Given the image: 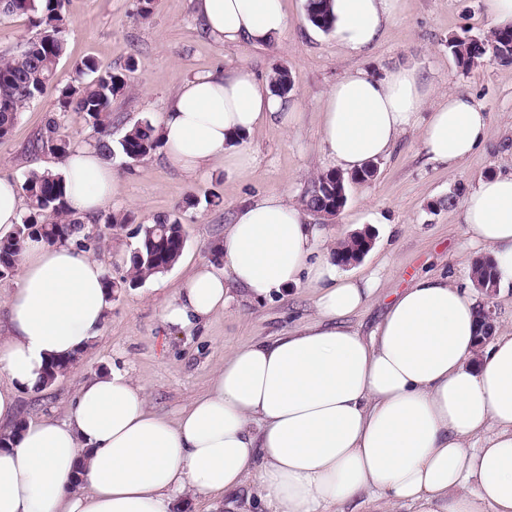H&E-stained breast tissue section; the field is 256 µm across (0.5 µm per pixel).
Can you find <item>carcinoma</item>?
<instances>
[{"label": "carcinoma", "instance_id": "1", "mask_svg": "<svg viewBox=\"0 0 512 512\" xmlns=\"http://www.w3.org/2000/svg\"><path fill=\"white\" fill-rule=\"evenodd\" d=\"M329 2L307 0L306 3L308 21L325 32L330 31L333 24ZM0 16H25L36 29L35 36L21 51L0 57L2 138L12 132L23 109L41 96L47 84L57 79L58 65L66 51V0H0ZM448 47L465 70L484 60L511 63L512 26L498 27L483 38H453ZM78 73V79L59 90L55 113L48 118L39 138L42 148L54 155L67 156L72 140L63 132L62 117L69 112L83 114L92 125L97 134L96 147L106 159L119 154L129 163H139L162 147L157 129L148 119L136 122L118 141H112V99L128 88L123 74L101 72L90 58L82 62ZM270 81L279 96H286L293 89L286 67L275 69ZM375 172L373 167L340 178L335 169L321 171L311 181L302 204L311 213L333 217L346 204L347 183H364ZM20 187L26 209L15 235L0 240V279L15 274L21 250L30 240H41L49 245L72 242L89 250L105 232L121 229L132 220L128 212H110L89 224L74 216L67 207L66 182L62 174L51 170L25 174ZM185 245L186 233L177 216L158 217L154 223L141 227L137 246L124 259L127 275L119 282L105 278L104 286L109 295L135 288L171 270ZM362 248V235L356 234L341 241L333 256L337 263L344 265L356 258ZM472 273L479 287H497L491 258L476 259ZM79 360L80 357L72 356L51 362L45 370L43 384L51 386Z\"/></svg>", "mask_w": 512, "mask_h": 512}]
</instances>
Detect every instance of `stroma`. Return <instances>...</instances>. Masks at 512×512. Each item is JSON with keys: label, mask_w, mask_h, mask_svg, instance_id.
Here are the masks:
<instances>
[{"label": "stroma", "mask_w": 512, "mask_h": 512, "mask_svg": "<svg viewBox=\"0 0 512 512\" xmlns=\"http://www.w3.org/2000/svg\"><path fill=\"white\" fill-rule=\"evenodd\" d=\"M305 5L306 0H282L290 19L287 32L252 47L215 41L197 16L193 0H156L145 19L139 15L140 0H68L66 53L58 79L21 113L11 134L0 138V175L19 180L32 170L61 169L62 159L33 151L32 143L52 115L61 85L73 79L77 66L88 58L101 69L124 74L128 82L127 91L112 100L116 138L141 119H156L186 79L241 62L261 76L287 67L293 80L290 98L299 119L289 129L266 124L253 133L255 163L247 177L218 161L191 179L161 151L130 166L110 159L114 186L108 209L132 213L135 221L93 250L107 275L115 280L125 276L122 259L136 244L137 225L157 217L180 216L185 249L167 273L117 294L102 335L78 366L43 392L22 394L20 418L65 419L79 384L114 366L147 384L154 411L176 418L208 390L214 369L230 348L273 338L311 316L313 298L300 288L264 302L232 290L223 313L189 333L164 325L160 312L162 302L195 265L215 262L224 226L231 223L240 203L278 190L300 204L312 177L330 169L321 146L319 104L350 71L363 68L380 75L399 66L413 67L432 87L433 98L468 96L488 117L484 144L453 167L427 157L420 129L406 130L393 152L378 160L371 181L349 185L347 203L336 218L311 216V223L320 225L330 239L363 229L373 236L369 253L348 271L362 275L382 267L383 292L352 316V325L370 334L395 294L414 278L447 274L461 279L476 258L485 256V249L467 243L462 208L480 178L512 170V64L485 61L462 69L448 41L479 38L492 30L487 0H402L401 13L362 55L348 52L330 34L312 26ZM191 194L199 203L188 208L184 200ZM212 195L219 196V206L207 204ZM451 195L455 204L441 206V199Z\"/></svg>", "instance_id": "1"}]
</instances>
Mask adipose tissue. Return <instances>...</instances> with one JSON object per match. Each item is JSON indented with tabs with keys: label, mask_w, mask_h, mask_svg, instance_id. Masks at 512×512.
<instances>
[{
	"label": "adipose tissue",
	"mask_w": 512,
	"mask_h": 512,
	"mask_svg": "<svg viewBox=\"0 0 512 512\" xmlns=\"http://www.w3.org/2000/svg\"><path fill=\"white\" fill-rule=\"evenodd\" d=\"M220 43L258 47L288 26L281 0H195ZM337 43L360 53L401 0H331ZM287 99L239 64L186 80L156 123L169 157L191 177L214 161L247 173L248 139L266 122L291 126ZM420 127L430 159L452 165L485 140L470 98L432 100L413 68L357 69L322 101L324 153L343 173L387 156ZM61 172L74 215L112 199L95 146L74 147ZM25 213L17 180L0 176V238ZM471 245L489 250L512 286V171L479 179L463 211ZM223 270L202 263L161 308L193 330L222 312L231 288L256 301L309 289L315 314L280 336L232 349L208 391L176 418L152 412L146 384L115 368L80 384L66 420L12 434L20 391L46 364L83 355L111 300L103 265L75 244L30 242L0 337V512H173L176 496L225 501L228 512H512V329L478 343L471 283L424 275L389 304L370 336L347 319L372 302L381 272L346 275L305 210L271 191L243 203L221 243Z\"/></svg>",
	"instance_id": "1"
}]
</instances>
